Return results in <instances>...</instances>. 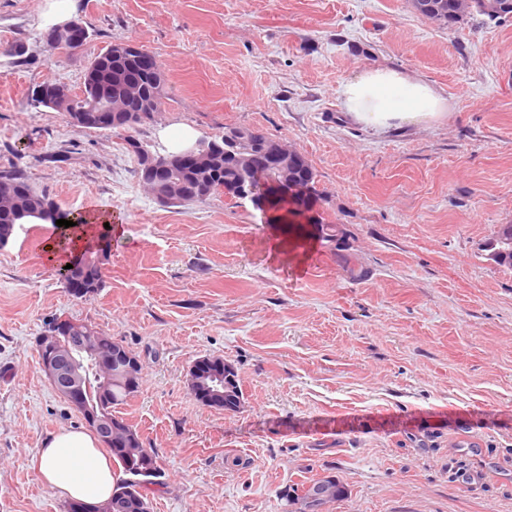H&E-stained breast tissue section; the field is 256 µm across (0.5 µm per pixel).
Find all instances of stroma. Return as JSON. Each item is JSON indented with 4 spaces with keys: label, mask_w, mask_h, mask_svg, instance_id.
I'll return each instance as SVG.
<instances>
[{
    "label": "stroma",
    "mask_w": 512,
    "mask_h": 512,
    "mask_svg": "<svg viewBox=\"0 0 512 512\" xmlns=\"http://www.w3.org/2000/svg\"><path fill=\"white\" fill-rule=\"evenodd\" d=\"M49 2L0 0V164L122 231L87 298L45 259L55 225L17 226L0 249V512H65L33 466L48 434L86 424L35 348L63 314L140 357L117 411L160 457L151 512H287L326 476L348 490L327 512H512V267L484 249L512 224V18L448 29L409 0H71L90 39L66 57L39 39ZM129 40L166 79L145 144L244 127L306 157L320 197L281 227L294 251L313 245L303 269L269 260L266 215L221 194L162 205L118 137L33 105L43 83L80 91L91 56ZM375 64L437 86L447 110L383 134L359 123L338 90ZM322 220L344 225L362 279ZM209 356L235 366L240 410L190 394Z\"/></svg>",
    "instance_id": "obj_1"
}]
</instances>
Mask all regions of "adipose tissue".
<instances>
[{
    "mask_svg": "<svg viewBox=\"0 0 512 512\" xmlns=\"http://www.w3.org/2000/svg\"><path fill=\"white\" fill-rule=\"evenodd\" d=\"M339 95L345 112L379 133L398 123L436 118L448 107L439 88L388 67L363 68L341 86ZM95 232L90 220L58 229L43 247L47 261L66 263L70 254L82 251ZM37 458L44 485L72 500L103 503L118 481L98 437L87 430L62 428L51 433Z\"/></svg>",
    "mask_w": 512,
    "mask_h": 512,
    "instance_id": "ef3b65f1",
    "label": "adipose tissue"
}]
</instances>
